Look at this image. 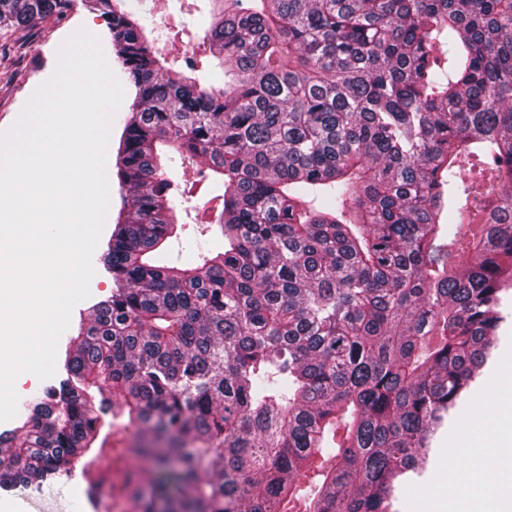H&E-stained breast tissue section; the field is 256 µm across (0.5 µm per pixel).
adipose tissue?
I'll list each match as a JSON object with an SVG mask.
<instances>
[{
    "label": "adipose tissue",
    "instance_id": "ef3b65f1",
    "mask_svg": "<svg viewBox=\"0 0 512 512\" xmlns=\"http://www.w3.org/2000/svg\"><path fill=\"white\" fill-rule=\"evenodd\" d=\"M512 447V422L506 424V434L499 443L483 448L480 456L471 462L463 475L469 486L466 503L462 512H503L512 503V484H494L486 480L488 469L504 468L505 451Z\"/></svg>",
    "mask_w": 512,
    "mask_h": 512
}]
</instances>
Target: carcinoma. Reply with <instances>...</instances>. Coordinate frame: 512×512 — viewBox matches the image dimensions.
Instances as JSON below:
<instances>
[{"mask_svg": "<svg viewBox=\"0 0 512 512\" xmlns=\"http://www.w3.org/2000/svg\"><path fill=\"white\" fill-rule=\"evenodd\" d=\"M87 2L136 90L114 288L0 435V487L68 471L110 414L153 466L131 512H391L512 281V0H209L187 74L126 0ZM74 3L0 0V26ZM170 149L221 201L223 246L179 266Z\"/></svg>", "mask_w": 512, "mask_h": 512, "instance_id": "carcinoma-1", "label": "carcinoma"}]
</instances>
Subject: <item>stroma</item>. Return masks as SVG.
Wrapping results in <instances>:
<instances>
[{"label":"stroma","mask_w":512,"mask_h":512,"mask_svg":"<svg viewBox=\"0 0 512 512\" xmlns=\"http://www.w3.org/2000/svg\"><path fill=\"white\" fill-rule=\"evenodd\" d=\"M129 4L146 17L154 29L159 50L171 59L182 58L191 50L195 34L203 27L201 11L206 0H129ZM81 29L99 39L114 76L124 88L123 102L111 121V139L119 141L135 89L116 56L106 19L87 7L84 0H76L73 9L64 16L50 18L34 27L0 28V133L16 124L37 90L53 76L63 43ZM171 169L176 176L194 183V195L185 204L184 225L177 238L169 243V255L174 258L189 249L206 247L209 237L202 232L201 217L208 207L210 193L206 183L196 182L195 168H183L175 163ZM109 194V215L92 257L95 274L89 284V295L74 306L72 321L58 340L56 373L46 380L36 378L18 383L16 391L20 400L31 399L67 379L63 359L71 337L77 334L81 313L112 293V275L105 268L102 255L121 207L117 181H110ZM502 297L504 321L497 331L490 358L477 371L464 401L450 412L435 434L422 471L397 483L392 512H455L462 495L448 492L446 478L450 471L466 467L479 446L469 431L472 420L483 421L487 435L492 436L512 417V393L507 390L511 382L502 375L503 370L512 371V288L504 291ZM88 468V459L81 458L73 462L69 474L54 477L42 487L0 488V512H6L10 505L16 512H90L87 499L72 490Z\"/></svg>","instance_id":"stroma-1"}]
</instances>
